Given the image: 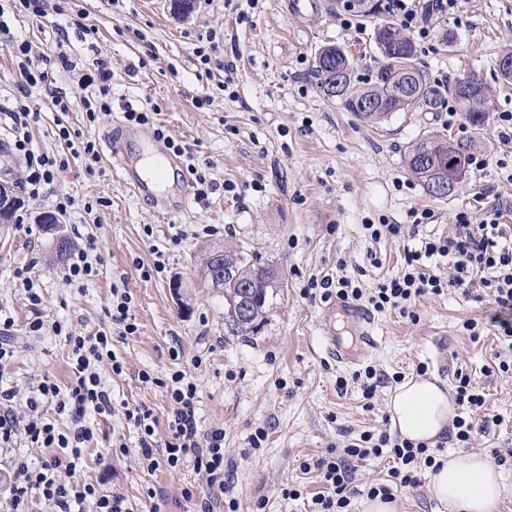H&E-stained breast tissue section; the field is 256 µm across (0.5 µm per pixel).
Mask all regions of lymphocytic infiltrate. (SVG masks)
<instances>
[{
    "label": "lymphocytic infiltrate",
    "instance_id": "lymphocytic-infiltrate-1",
    "mask_svg": "<svg viewBox=\"0 0 512 512\" xmlns=\"http://www.w3.org/2000/svg\"><path fill=\"white\" fill-rule=\"evenodd\" d=\"M456 6V0H388V9L397 15L405 30L423 43L431 41V15H447ZM19 60L20 80L17 89L21 96L32 90L42 92L49 109L55 112L71 111L80 106L88 124H96L108 115L112 101V69L104 62L93 63L81 74V96L56 86L53 67L70 71L74 62L66 51H58L52 67L35 65L28 43L11 46ZM40 110L20 105L12 113V154L21 160L19 183L29 197H39L43 186L53 183L58 170L65 168L68 157L83 159L86 167L100 164L101 155L95 139L75 138L70 128L59 125L58 138L63 141L68 157L53 156L32 148L31 127L39 122ZM498 213H490L480 223H472L467 214L456 216L450 235L429 237L420 247L405 251L404 265L399 274L378 282L370 294L353 285L344 276L334 279H311L309 288L322 289L324 297L345 300L365 298L377 311L397 310L407 313L413 299L425 294L439 295L454 288L464 295L480 292L490 297L494 312L484 321H466L464 331L472 340H479L485 328H494L500 340L512 342V225L498 221ZM446 260L451 274H437L433 262ZM104 262L97 238L85 234L79 247L67 257L62 267L65 283H81L98 276ZM13 279L26 293L36 312L28 322L27 335L64 337L68 346L71 379L60 385L50 376H43L25 402H18L13 389L0 388V451L8 453L5 465L8 476V495L0 504V512H31L32 502L43 504L46 512H132L126 496L117 490L101 492L91 483L75 481L76 472L85 463L87 448L95 438L94 422L107 418L116 410L112 391L101 376L102 365H109L113 374H122L124 365L112 348L113 335H135L138 325L131 312L132 296L129 289L113 288L112 302L105 309L110 330L82 334L67 322L44 320L39 314L43 303L38 283L31 267L16 268ZM142 383L165 390L169 410L167 436L159 438V420L146 405L125 408L123 415L138 435L142 461L147 471L159 467L179 468L192 463L195 472L212 489L224 486V431L213 428L201 431L195 416L196 385L183 371H174L163 379L140 371ZM455 400L468 408V415L454 419L458 442L470 441L474 432H487L488 423H474L471 414L484 405L482 394L476 389L470 375H454ZM66 419L68 427L59 430L56 418ZM31 448L53 449V456L33 461L27 454ZM346 461L325 458L315 463H303V470L317 469L325 486L323 493L313 500V512H349L357 490L353 485L354 472L348 459L362 460L370 456L390 454L395 461L388 482L378 483L368 490L370 496L390 500L398 488L417 487L423 471H438L440 462L433 449L423 443L391 438L387 433L361 434L357 443L346 446Z\"/></svg>",
    "mask_w": 512,
    "mask_h": 512
}]
</instances>
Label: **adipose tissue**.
<instances>
[{"mask_svg":"<svg viewBox=\"0 0 512 512\" xmlns=\"http://www.w3.org/2000/svg\"><path fill=\"white\" fill-rule=\"evenodd\" d=\"M388 411L401 438L432 447L453 414V404L436 381L416 377L392 391ZM431 492L437 512H498L504 485L486 456L451 454L432 475Z\"/></svg>","mask_w":512,"mask_h":512,"instance_id":"ef3b65f1","label":"adipose tissue"}]
</instances>
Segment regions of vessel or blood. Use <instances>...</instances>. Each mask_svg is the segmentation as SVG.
I'll use <instances>...</instances> for the list:
<instances>
[{"label":"vessel or blood","instance_id":"obj_1","mask_svg":"<svg viewBox=\"0 0 512 512\" xmlns=\"http://www.w3.org/2000/svg\"><path fill=\"white\" fill-rule=\"evenodd\" d=\"M136 136L135 128L117 123L103 137L106 153L113 166L117 167L122 184L136 196L150 200L159 213L168 215L187 208L190 203L188 196L167 200L155 195L149 183L141 176L136 162L129 160L127 147ZM336 308L353 324L358 343L345 346L337 343L335 336L328 333L324 336L325 352L336 364L349 367L358 362L365 348L377 346L374 318L366 307L358 303L341 301Z\"/></svg>","mask_w":512,"mask_h":512}]
</instances>
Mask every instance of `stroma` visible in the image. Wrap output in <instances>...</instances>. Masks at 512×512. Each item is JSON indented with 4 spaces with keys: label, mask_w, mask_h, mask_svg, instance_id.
Here are the masks:
<instances>
[{
    "label": "stroma",
    "mask_w": 512,
    "mask_h": 512,
    "mask_svg": "<svg viewBox=\"0 0 512 512\" xmlns=\"http://www.w3.org/2000/svg\"><path fill=\"white\" fill-rule=\"evenodd\" d=\"M287 0H193L189 14L173 12L171 0H80L96 40L71 37L65 48L84 62L103 60L112 68V112L87 128L82 112L65 120L72 129L101 137L127 108L154 115L141 126L140 147H147L155 125L190 146L194 162L216 188L207 198L191 197L187 210L158 214L120 183L109 161L88 176L79 160L59 172L50 189L36 200L23 199V222L0 240V305L14 320L20 352L0 382L25 398L44 374L67 384L68 347L64 341L27 338L32 316L23 290L15 288V268L34 265L47 320L73 323L83 333L108 327L104 309L112 284L125 279L132 295L136 335L113 337L112 348L126 371L102 377L115 401L146 405L159 420L167 418L163 389L140 382L139 371L164 377L184 371L197 386V418L202 428L224 430V496L238 512H310L311 498L324 486L317 471H303V461L342 455L363 431H391L388 400L399 379L424 373L446 390L454 373L471 375L484 396L477 419L498 417L488 433L476 435L472 450L489 455L512 448V372L498 370L494 356L508 347L494 335L472 342L463 321L482 320L486 305L456 290L423 295L412 303L413 316L394 310L375 315L379 344L358 365L343 368L327 357L322 320L328 300L305 292L309 279L337 274L355 286L373 288L383 276L400 272L405 247H417L435 234L447 236L457 213L480 223L493 209L512 225V148L498 138V115L512 113V85L499 81L498 59L512 47V0H457L453 11L435 19V38L420 50L418 63L433 81L470 74L495 86L496 95L482 129L464 115L411 110L369 127L339 101L325 99L313 74L315 53L332 43L348 51L361 82L372 79L381 55L370 23L344 24L326 0H315L305 15H290ZM69 16L48 14L12 22L0 33V140L10 141L11 110L20 101L42 109L40 93L21 98L7 45L28 40L35 52L57 43L58 27ZM216 32V62L203 70L194 50L202 37ZM452 47H444L440 34ZM437 131L478 141L482 169H470L445 199L429 196L404 166V151L424 132ZM75 204L61 221L73 230L96 235L103 248L99 276L66 284L51 262V235L38 223L53 211L57 196ZM429 210L432 223L417 226L405 242L372 241L366 223L412 224L413 211ZM414 224V223H413ZM152 234H145V227ZM184 232L181 243L171 237ZM241 246L278 267L281 288L270 295L271 314L254 336L224 333V296L199 285V259L214 244ZM376 252L381 268L366 262ZM163 261V273L143 278L142 267ZM180 357H172L173 346ZM373 368L383 382L374 408H366L357 374ZM262 441H255L256 431ZM123 438L126 454L113 451ZM138 437L121 414L101 421L76 478L122 489L134 512H192L185 489L205 495L191 465L143 472L137 461ZM109 465H100V457ZM299 496H284L285 488ZM162 491L153 503L148 489Z\"/></svg>",
    "instance_id": "stroma-1"
}]
</instances>
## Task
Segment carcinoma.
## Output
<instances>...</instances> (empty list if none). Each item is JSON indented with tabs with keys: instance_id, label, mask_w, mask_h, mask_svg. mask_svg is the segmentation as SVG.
<instances>
[{
	"instance_id": "obj_1",
	"label": "carcinoma",
	"mask_w": 512,
	"mask_h": 512,
	"mask_svg": "<svg viewBox=\"0 0 512 512\" xmlns=\"http://www.w3.org/2000/svg\"><path fill=\"white\" fill-rule=\"evenodd\" d=\"M349 2L350 6L341 8L338 0H328V9L376 22L374 41L381 54L382 64L374 82L359 86L351 79L353 62L349 54L341 50L330 56L325 47H320L315 57L314 74L317 88L324 98L339 100L346 110L373 126L390 119L397 112L413 108L436 112L450 97L471 126L480 128L485 125L492 102V91L488 85L481 81L475 91L466 94L457 83L445 86L430 81L416 63L415 43L396 24L385 19L388 7L384 0H379V9L375 12L359 9L356 6L357 0ZM475 148L476 143L471 139L453 141L446 134L427 133L406 148L405 166L429 195L444 199L452 195L455 188L443 193L433 191L431 181L435 172L449 170L458 174V180H463ZM208 257L209 254H204L201 268L204 284H209L208 271L218 275L224 272V267L230 268V272L224 276L225 333L230 336L257 334L269 319L268 291L279 287L281 283V279L275 278L276 268L268 263L257 262L241 249L224 251V262L213 267ZM251 281L257 284V288L248 316L237 318L230 308L237 307L240 301L241 285Z\"/></svg>"
}]
</instances>
